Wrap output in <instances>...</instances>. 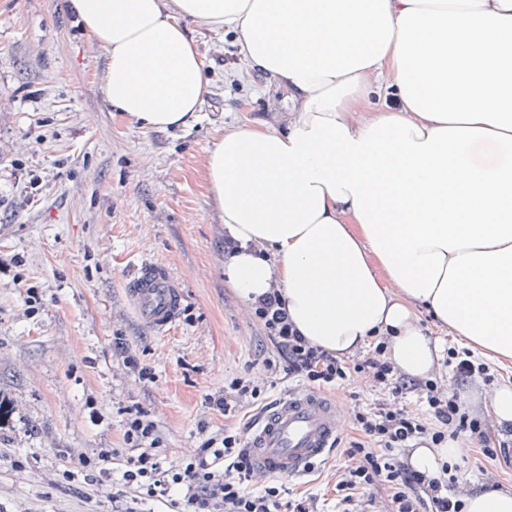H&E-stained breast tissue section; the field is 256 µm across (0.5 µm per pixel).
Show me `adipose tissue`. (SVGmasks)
I'll use <instances>...</instances> for the list:
<instances>
[{
    "instance_id": "obj_1",
    "label": "adipose tissue",
    "mask_w": 512,
    "mask_h": 512,
    "mask_svg": "<svg viewBox=\"0 0 512 512\" xmlns=\"http://www.w3.org/2000/svg\"><path fill=\"white\" fill-rule=\"evenodd\" d=\"M110 50L104 93L144 126L195 121L208 80L179 24L232 31L292 91L287 129L244 127L206 156L224 273L246 303L279 286L321 348L387 334L432 373L427 308L483 355L512 358V0H71ZM387 80L398 110L371 114Z\"/></svg>"
}]
</instances>
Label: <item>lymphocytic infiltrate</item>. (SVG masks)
Returning a JSON list of instances; mask_svg holds the SVG:
<instances>
[{
    "label": "lymphocytic infiltrate",
    "mask_w": 512,
    "mask_h": 512,
    "mask_svg": "<svg viewBox=\"0 0 512 512\" xmlns=\"http://www.w3.org/2000/svg\"><path fill=\"white\" fill-rule=\"evenodd\" d=\"M248 308L275 350L268 369L323 391L355 377L378 395L372 408L355 413L353 435L331 474L342 504L355 505L363 490L379 487L387 492L382 512H463L458 476L451 468L429 474L408 463L418 445L439 448L462 433L494 467L512 469V430L491 427L483 408L463 405L436 377L407 376L388 357L387 337L374 336L362 356H339L302 336L280 289L271 288ZM266 391L265 382L235 379L223 394L207 396L205 404L230 419L243 405L263 399ZM410 392L420 398L419 408L403 403ZM155 431L146 412L129 410L124 439L132 453L122 472L129 492L123 512H139L146 501L167 503L175 512H317L313 497L285 502L278 486L259 481L243 432L227 428L208 433L199 448L169 465Z\"/></svg>",
    "instance_id": "f902f5d3"
}]
</instances>
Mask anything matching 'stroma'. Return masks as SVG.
Here are the masks:
<instances>
[{
  "instance_id": "obj_1",
  "label": "stroma",
  "mask_w": 512,
  "mask_h": 512,
  "mask_svg": "<svg viewBox=\"0 0 512 512\" xmlns=\"http://www.w3.org/2000/svg\"><path fill=\"white\" fill-rule=\"evenodd\" d=\"M68 0H0V146L15 170L0 171V388L19 402L0 434V512H112L107 488L35 482L69 468L66 452L96 455L124 441L126 410H148L159 448L176 461L210 430L253 427L299 381L268 373L273 348L224 275V218L203 158L225 134L250 124L286 128L295 110L287 87L251 69L233 33L184 26L201 56L209 92L185 127L142 126L103 93L108 49ZM152 260L184 278L186 298L167 331L145 327L126 288ZM151 373L140 379L113 348ZM492 384L448 376L462 403L488 406L512 387V358L492 357ZM270 382L260 404L227 420L204 410L235 378ZM331 453L305 477L284 480V498L314 496L336 512Z\"/></svg>"
}]
</instances>
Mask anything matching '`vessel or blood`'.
Wrapping results in <instances>:
<instances>
[{"instance_id": "obj_1", "label": "vessel or blood", "mask_w": 512, "mask_h": 512, "mask_svg": "<svg viewBox=\"0 0 512 512\" xmlns=\"http://www.w3.org/2000/svg\"><path fill=\"white\" fill-rule=\"evenodd\" d=\"M182 281L165 265L135 267L128 298L142 322L162 332L177 320L184 304ZM343 427V411L312 391H292L268 412L248 436L249 458L260 472L298 478L331 450Z\"/></svg>"}]
</instances>
